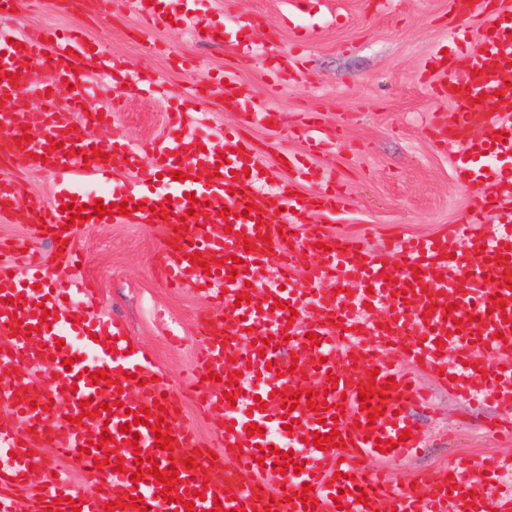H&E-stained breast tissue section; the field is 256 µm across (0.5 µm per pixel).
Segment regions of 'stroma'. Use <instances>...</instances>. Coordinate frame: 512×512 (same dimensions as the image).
Returning <instances> with one entry per match:
<instances>
[{
  "mask_svg": "<svg viewBox=\"0 0 512 512\" xmlns=\"http://www.w3.org/2000/svg\"><path fill=\"white\" fill-rule=\"evenodd\" d=\"M98 12V0H69L58 9L46 0H24L7 19L21 32L82 28L99 55L162 79L161 98H146L134 85L103 88L100 103L118 96L122 109L111 124L91 129V136L163 141L167 97L226 70L235 73L246 107L288 115L319 112L328 144L313 161L335 176L345 197L330 232L363 237L370 249L385 253L396 238L466 222L470 192L455 179L454 152L440 147L432 134L436 120L452 118L451 107L433 91L440 76L431 69L442 50L454 46L448 0H317L306 10L294 0H196L180 25L158 27L156 50L136 40L139 17L125 0H115L107 22L98 21ZM204 22L225 25L234 39L196 42L192 31ZM244 45L252 52L248 64L241 60ZM277 61L285 66V79L268 82L267 69ZM185 121L219 135L239 126L240 116L225 111L214 90L186 109ZM246 135L267 147L266 162L279 179L286 173L277 167L278 153L306 147L304 134L288 121L274 128L251 126ZM0 178L17 182L26 195L50 200L57 192L51 172L18 162L0 163ZM162 237L158 224L117 221L76 228L75 246L94 281L76 311L119 319L131 345L148 353L161 376L176 385L193 366L194 322L204 301L193 289L169 288L155 275ZM412 372L432 407L412 413L423 440L418 454L388 462L399 480L411 481L455 456L477 461L512 453V440L484 426L499 409L468 405L426 368Z\"/></svg>",
  "mask_w": 512,
  "mask_h": 512,
  "instance_id": "35a3bbf8",
  "label": "stroma"
}]
</instances>
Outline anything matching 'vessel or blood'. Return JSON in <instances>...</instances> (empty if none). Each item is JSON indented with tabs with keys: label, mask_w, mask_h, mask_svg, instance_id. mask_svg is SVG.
I'll return each mask as SVG.
<instances>
[{
	"label": "vessel or blood",
	"mask_w": 512,
	"mask_h": 512,
	"mask_svg": "<svg viewBox=\"0 0 512 512\" xmlns=\"http://www.w3.org/2000/svg\"><path fill=\"white\" fill-rule=\"evenodd\" d=\"M141 19L138 40L154 45L162 23L181 21L183 10L171 0H134ZM487 37L473 45L465 28L455 30V45L441 59L443 81L438 97L453 109V120L438 130L440 144L461 148L457 177L466 187L497 179L512 170V122L495 110L496 100H512V14L502 10L485 16ZM88 41L83 30L54 27L30 35L0 26V124L12 138L0 145V157H21L32 169L52 172L58 190L53 200L20 198L12 181H0V219L38 226L45 237L65 241L64 255L72 275L63 282L48 280L49 258L20 261L25 244L0 240V400L10 411L0 416V454H11L0 468V512H15V493L38 476L42 488L29 497L27 512H103L115 502L124 512H304V499L316 502L314 512H512V456L490 459L477 475L463 464L423 475L427 495L398 486L389 474L372 467L383 456L416 452L410 411L424 409L428 394L403 373L392 358H380L386 342H396L401 355L423 361L440 373L442 383L470 404L487 402L512 409V227L483 225L495 201L474 195L469 223L444 232L404 240L396 265L371 252L366 243L329 232L313 215L333 213L341 202L334 178L310 160L323 139L320 117L298 113L294 121L307 137L303 153H286L290 176L277 182L273 195L260 194L271 171L264 151L239 131L219 140L182 132L187 102L198 100L202 88H219L225 108L240 112L246 122L278 121L275 112L243 108L236 80L227 74L191 84L172 105L168 123L175 136L165 142L137 146L116 139L81 136L73 114L86 123L111 118L118 105L100 110L84 82ZM44 61L54 83L73 86V109L59 108L45 87L28 85L17 75L22 59ZM41 101L31 111L29 99ZM60 149H53V142ZM98 155L85 159L88 150ZM499 162L485 168L486 159ZM181 179H172V172ZM312 193L297 195L299 184ZM127 203L130 222L155 224V206H164L169 232L160 247L159 271L174 288H202L212 306L197 325L199 351L189 382L199 386L207 373L220 383L199 397L203 412L220 423L218 456L198 454L194 433L181 427L183 395L158 379L153 362L131 348L119 325H105L96 313L73 318L74 301L91 281L79 251L68 244L63 205ZM228 206L232 216L217 217L216 205ZM286 207L289 216L274 229L271 206ZM270 241H263V234ZM201 254L208 267L190 263ZM308 258L305 280H296L300 258ZM275 265L279 285L266 287L261 273ZM235 280H228L230 269ZM250 300L237 304L239 295ZM501 301L490 309L491 300ZM382 311V320L372 311ZM32 327L31 336L19 326ZM319 336L308 345L306 335ZM269 340L265 350L256 343ZM73 358L72 367L64 359ZM38 374L48 395L32 391L20 371ZM107 374L93 382L89 372ZM235 375L229 385L225 376ZM389 385L387 398L361 401L360 389ZM323 392L327 408L310 410L300 403L285 412L281 404L292 392ZM90 415H82L80 401ZM149 410L146 423L128 418ZM165 421L173 439L171 450L157 448L152 429ZM292 429H285V422ZM129 432H121V425ZM258 432H250V425ZM410 438H403V431ZM337 432V447L312 445L315 434ZM114 436L115 447H129L138 434V458H127L122 471L96 460L105 457L98 442L102 433ZM52 448V458L33 454L35 442ZM387 442L379 451L378 442ZM293 452L301 473L281 472V454ZM79 471L82 485L56 474L57 462ZM178 467L181 501L165 502L161 486L150 475ZM219 479L202 480L207 467ZM140 481L132 476L138 469ZM310 492H303V485ZM203 490L204 499L190 493ZM138 507H131L132 497Z\"/></svg>",
	"instance_id": "vessel-or-blood-1"
}]
</instances>
